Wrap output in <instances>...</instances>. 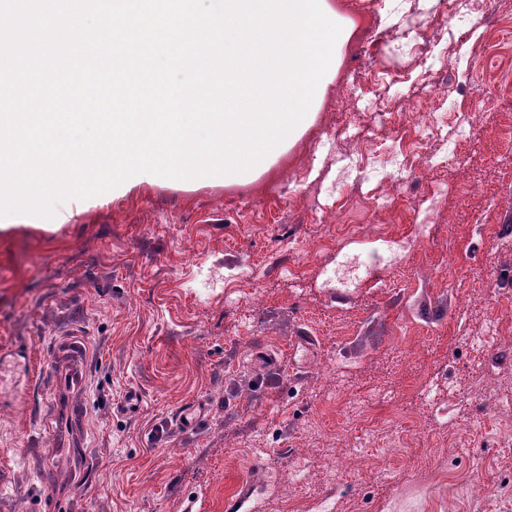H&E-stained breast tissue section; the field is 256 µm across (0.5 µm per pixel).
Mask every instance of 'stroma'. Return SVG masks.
Listing matches in <instances>:
<instances>
[{
  "instance_id": "1",
  "label": "stroma",
  "mask_w": 512,
  "mask_h": 512,
  "mask_svg": "<svg viewBox=\"0 0 512 512\" xmlns=\"http://www.w3.org/2000/svg\"><path fill=\"white\" fill-rule=\"evenodd\" d=\"M437 0H377L382 50L362 49L355 74L336 73L314 117L284 146L294 206L258 194L224 197L220 181L162 179L115 201L85 202L68 223L45 218L0 231V351L29 347L30 397L0 403V512H183L205 498L225 512L250 472L279 478L237 512H435L441 469L482 483L460 512H512V465L501 411L512 398V132L486 42L485 9L446 23ZM381 95L360 93L354 76ZM457 87L439 95L442 77ZM441 97L443 126L420 124V184L443 161L455 119L475 116L471 160L448 171L435 222L419 230L397 206L395 172L354 171L344 221L372 230L324 247L337 168L356 151L345 128L375 125L398 150L400 114ZM398 270L378 263L394 236ZM366 278L330 287L349 251ZM298 265L302 284L281 263ZM236 306L204 275L238 274ZM487 338L481 360L467 343ZM433 388L438 411L412 432L408 418ZM138 393L141 405L123 404ZM193 425L179 423L188 407ZM310 451L305 480L289 479L293 447ZM356 471L337 478L351 457ZM422 485L401 500L402 487ZM24 495H16L18 484Z\"/></svg>"
}]
</instances>
